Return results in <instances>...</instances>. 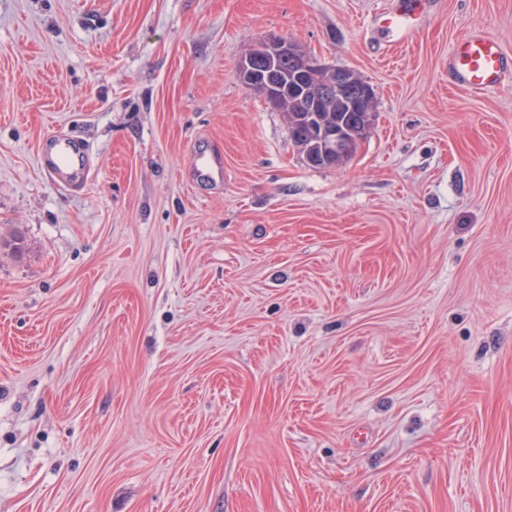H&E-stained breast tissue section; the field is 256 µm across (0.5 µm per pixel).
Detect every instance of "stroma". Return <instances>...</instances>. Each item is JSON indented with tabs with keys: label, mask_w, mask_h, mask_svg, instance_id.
I'll use <instances>...</instances> for the list:
<instances>
[{
	"label": "stroma",
	"mask_w": 512,
	"mask_h": 512,
	"mask_svg": "<svg viewBox=\"0 0 512 512\" xmlns=\"http://www.w3.org/2000/svg\"><path fill=\"white\" fill-rule=\"evenodd\" d=\"M403 2L0 0V512H512V80L448 70L512 0ZM275 37L373 88L346 164L235 78ZM386 21L387 27L393 36V43L402 45L413 30L411 14L408 11L403 12L387 18ZM88 149L73 139H53L42 145L40 161L58 185L73 188L88 173Z\"/></svg>",
	"instance_id": "obj_1"
}]
</instances>
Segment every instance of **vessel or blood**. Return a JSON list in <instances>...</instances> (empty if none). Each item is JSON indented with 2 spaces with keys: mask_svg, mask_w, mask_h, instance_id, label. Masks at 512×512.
<instances>
[{
  "mask_svg": "<svg viewBox=\"0 0 512 512\" xmlns=\"http://www.w3.org/2000/svg\"><path fill=\"white\" fill-rule=\"evenodd\" d=\"M387 27L394 44H403L413 30L412 16L403 12L388 18ZM448 68L458 83L481 92L502 84L512 74V59L502 50L498 40L485 34H468L454 44ZM88 149L73 139H53L40 150L42 165L58 185L75 187L88 173Z\"/></svg>",
  "mask_w": 512,
  "mask_h": 512,
  "instance_id": "1",
  "label": "vessel or blood"
}]
</instances>
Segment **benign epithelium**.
<instances>
[{
    "label": "benign epithelium",
    "instance_id": "1",
    "mask_svg": "<svg viewBox=\"0 0 512 512\" xmlns=\"http://www.w3.org/2000/svg\"><path fill=\"white\" fill-rule=\"evenodd\" d=\"M288 68V75L297 78L310 72L322 77L313 88V104L308 111H316V104L341 96L350 107L364 106L366 115L358 125L357 135H368L372 122V87L354 72L347 69H331L317 57L307 53L288 39L264 40L246 53L239 61L235 77L242 84L257 91L271 104H279L288 94V85L282 81V67ZM315 143L320 152L302 145L303 158L311 166H325L330 161L345 162L349 159L351 142L344 127L322 130Z\"/></svg>",
    "mask_w": 512,
    "mask_h": 512
}]
</instances>
